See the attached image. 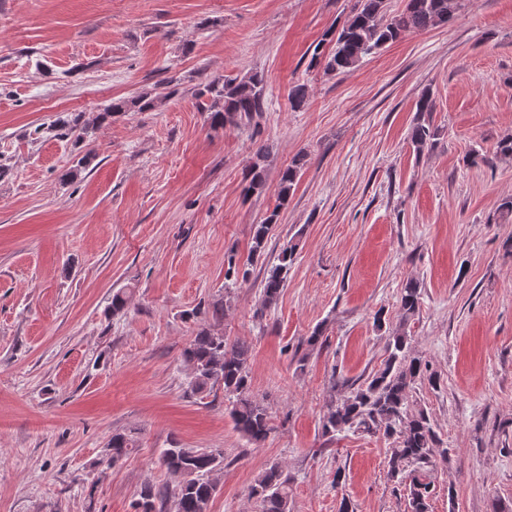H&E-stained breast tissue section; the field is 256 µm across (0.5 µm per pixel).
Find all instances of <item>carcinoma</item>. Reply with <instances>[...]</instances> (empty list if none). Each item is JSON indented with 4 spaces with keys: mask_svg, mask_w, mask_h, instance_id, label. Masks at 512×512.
<instances>
[{
    "mask_svg": "<svg viewBox=\"0 0 512 512\" xmlns=\"http://www.w3.org/2000/svg\"><path fill=\"white\" fill-rule=\"evenodd\" d=\"M463 0H406L404 9L389 21H384L385 0H356L347 20L338 32L334 47L325 56L324 70L346 73L361 59L395 42L407 31L423 32L446 24L456 17ZM195 97L200 107L210 113L211 124L222 127L227 123H249L265 111L264 79L254 73L246 78L214 76L198 85ZM156 107V100L146 94L133 98H118L103 109L106 119L116 112H147ZM51 130L61 138L78 143L88 133V127L77 113L58 117ZM435 130L417 121L410 132L414 148L423 150L433 141ZM265 148H259L250 165L247 191L259 193L265 187ZM300 161L295 160L280 173L278 204L260 224L253 227L250 254L263 256L268 239L279 217V208L293 193ZM296 245L281 249L278 263L266 273L263 305L277 303L284 288L288 268L293 263ZM421 289L410 281L402 290V322L391 331L387 358L383 367L352 389L350 395L331 398L320 421L321 434L330 438L345 431L380 432L393 440L388 460V480L407 490L406 512H430L434 484L427 473L435 466V457L448 460L447 450L435 454L438 439L427 415L409 409V394L419 380L438 382L436 373L419 357L410 355L407 321L419 310ZM250 346L237 342L227 346L224 336L212 327H203L183 348L182 358L191 369L192 391L201 394L219 384L230 402V416L235 429L248 441L259 444L271 427L265 407L251 390L248 370ZM140 447L135 429L115 433L107 443L106 463L112 466ZM159 464L175 478L169 487L146 480L138 492L135 512H209L210 502L218 490L216 474L224 464V449L183 448L173 445L160 452ZM258 512H289L291 500L288 478L282 464L275 462L258 474L249 491Z\"/></svg>",
    "mask_w": 512,
    "mask_h": 512,
    "instance_id": "obj_1",
    "label": "carcinoma"
}]
</instances>
